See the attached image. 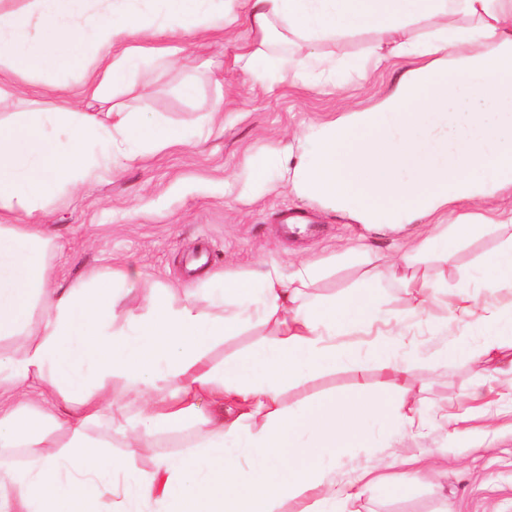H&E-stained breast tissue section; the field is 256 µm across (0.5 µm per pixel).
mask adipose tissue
Here are the masks:
<instances>
[{
    "label": "adipose tissue",
    "instance_id": "obj_1",
    "mask_svg": "<svg viewBox=\"0 0 512 512\" xmlns=\"http://www.w3.org/2000/svg\"><path fill=\"white\" fill-rule=\"evenodd\" d=\"M139 2L28 0L24 24L0 8V109L9 107L12 79L23 72L80 70L85 97L102 101L143 69L171 65L181 33L230 35L243 23L273 46L239 45L235 63L247 82L271 85L291 74L327 85L336 80V60L318 44L375 32L393 36L391 47H371L357 66L405 61L394 89L308 129L295 155L270 147L248 165L249 183L266 184L272 170L288 168L297 194L390 229L438 218L449 205L512 183V0H152L146 13ZM423 18L431 31L407 35ZM299 41L307 52H289ZM456 45L467 53H453ZM185 140L182 130L123 105L102 118L65 102L0 119V340L21 343L0 352V448L33 449L55 433L68 436L65 455L35 456L0 479V512H98L101 474L126 464L88 440L91 427L108 423L126 447L141 448L160 431L197 421L207 427L200 450L160 460L133 482V495L152 512H280L288 497L301 500L300 512H355L352 496L331 490L343 448L384 418L416 423L402 400L361 390L305 412L279 404L285 386L340 365L416 376L418 342L369 335L388 314L379 276L312 301L305 290L320 267L288 275L271 268L225 277L222 289L189 292L176 305L154 289L134 307L126 300L143 274L130 265L67 287L53 281L44 262L53 242L30 218L55 191L97 178L92 147L118 174ZM480 229L465 215L437 222L388 265L409 296L406 319L449 301L459 327L479 323V346L465 334L457 345L479 362L512 345V308L488 302L475 316L467 291L452 298L442 283L405 271L421 252L450 258ZM465 278L485 283L491 296L512 287V238ZM205 302L212 313L202 310ZM254 316L273 323L270 338L210 366L207 346ZM125 395L139 402L134 414L122 411Z\"/></svg>",
    "mask_w": 512,
    "mask_h": 512
}]
</instances>
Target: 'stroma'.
<instances>
[{"mask_svg": "<svg viewBox=\"0 0 512 512\" xmlns=\"http://www.w3.org/2000/svg\"><path fill=\"white\" fill-rule=\"evenodd\" d=\"M378 40L377 34L363 32L322 43V51L335 52L344 62L338 88H306L289 77L270 92L244 82L233 65L234 42L220 34L205 40L186 34L181 41L185 66L145 70L148 94L132 90L121 99L137 111L192 130V137L146 156L121 174L104 172L92 185L64 191L33 216V223L44 225L54 240L45 263L56 282L68 285L90 270L106 271L125 262L145 277L144 287L129 299L134 305L151 287H174L178 301L185 288H222L227 273L276 266L288 274L304 262L324 266L322 278L307 293L328 300L384 268L387 257L425 236L428 225L380 231L356 223L316 199L297 195L276 171L266 186L248 188L243 181L247 161L268 147L293 146L296 134L337 118L348 104L367 106L374 92L394 86L404 68L401 61L368 73L347 65ZM81 83L77 70L24 75L15 80L19 93L14 108L46 111L67 94L75 109H87L79 94ZM189 84L194 87L190 95L185 92ZM219 103L224 126L205 131L207 114ZM290 210L319 225V234L285 235L281 224ZM511 236L512 230L490 228L459 246L450 262L427 256L414 272L456 291L464 285V272ZM203 246L209 251L208 265L191 273L188 259ZM272 331L268 323L247 324L212 344L209 357L221 363ZM361 387L382 398H403L420 413L425 427L414 432L388 420L377 424L361 446L347 449L335 488L355 496L357 512H512V374L491 367L478 370L465 355L451 351L447 366L422 368L408 382L377 369L364 374L346 367L326 371L288 387L281 404L299 410ZM446 412L458 415L456 428L444 426ZM199 439V432L189 428L162 434L148 448L115 447L111 453L125 459L133 474H147L159 459L187 455ZM372 459L381 462L386 481L368 487L359 480L358 469ZM428 459L436 465L424 482L406 486L397 481L407 463Z\"/></svg>", "mask_w": 512, "mask_h": 512, "instance_id": "stroma-1", "label": "stroma"}]
</instances>
